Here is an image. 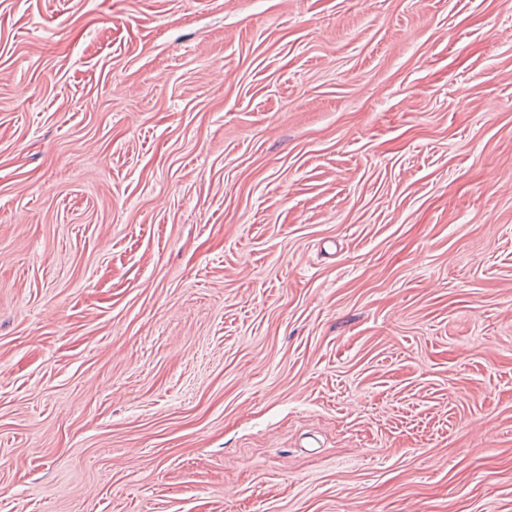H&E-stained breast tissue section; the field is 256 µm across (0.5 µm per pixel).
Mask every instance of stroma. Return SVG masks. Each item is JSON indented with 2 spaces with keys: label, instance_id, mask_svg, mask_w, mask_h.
I'll list each match as a JSON object with an SVG mask.
<instances>
[{
  "label": "stroma",
  "instance_id": "35a3bbf8",
  "mask_svg": "<svg viewBox=\"0 0 512 512\" xmlns=\"http://www.w3.org/2000/svg\"><path fill=\"white\" fill-rule=\"evenodd\" d=\"M0 512H512V0H0Z\"/></svg>",
  "mask_w": 512,
  "mask_h": 512
}]
</instances>
